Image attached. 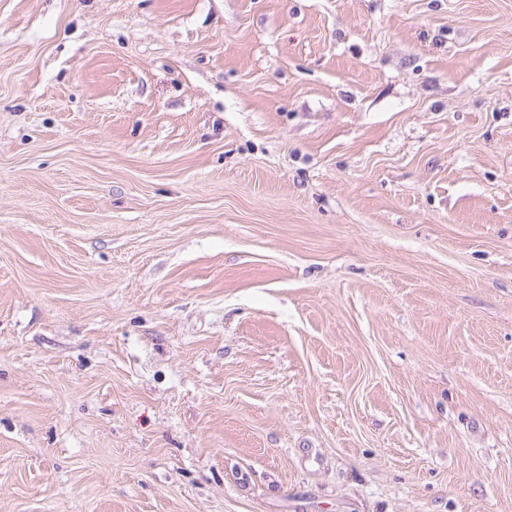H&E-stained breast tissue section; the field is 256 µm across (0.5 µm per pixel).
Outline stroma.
<instances>
[{"label": "stroma", "mask_w": 512, "mask_h": 512, "mask_svg": "<svg viewBox=\"0 0 512 512\" xmlns=\"http://www.w3.org/2000/svg\"><path fill=\"white\" fill-rule=\"evenodd\" d=\"M0 512H512V0H0Z\"/></svg>", "instance_id": "1"}]
</instances>
